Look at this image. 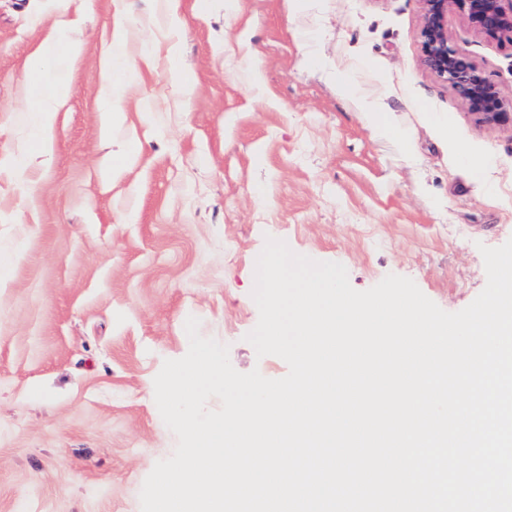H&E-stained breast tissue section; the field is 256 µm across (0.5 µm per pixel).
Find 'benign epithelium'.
Returning a JSON list of instances; mask_svg holds the SVG:
<instances>
[{
  "mask_svg": "<svg viewBox=\"0 0 512 512\" xmlns=\"http://www.w3.org/2000/svg\"><path fill=\"white\" fill-rule=\"evenodd\" d=\"M419 31L422 63L447 83L476 123L512 129V101L448 35V13L458 14L475 33L512 45V0H422Z\"/></svg>",
  "mask_w": 512,
  "mask_h": 512,
  "instance_id": "obj_1",
  "label": "benign epithelium"
}]
</instances>
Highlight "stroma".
Instances as JSON below:
<instances>
[{
    "label": "stroma",
    "mask_w": 512,
    "mask_h": 512,
    "mask_svg": "<svg viewBox=\"0 0 512 512\" xmlns=\"http://www.w3.org/2000/svg\"><path fill=\"white\" fill-rule=\"evenodd\" d=\"M422 12V0H181L175 14L164 0H0V158L29 156L25 189L0 172V254L22 251L0 288V512H141L144 480L177 445L154 378L187 353L188 317L237 371L287 374L246 339L266 238L341 263L359 291L411 278L450 313L484 289L480 245L512 239V130L477 125L424 68ZM62 21L82 51L39 73L68 88L46 157L23 112L28 62ZM448 34L511 100L512 48L454 13ZM109 61L129 80L106 87Z\"/></svg>",
    "instance_id": "stroma-1"
}]
</instances>
